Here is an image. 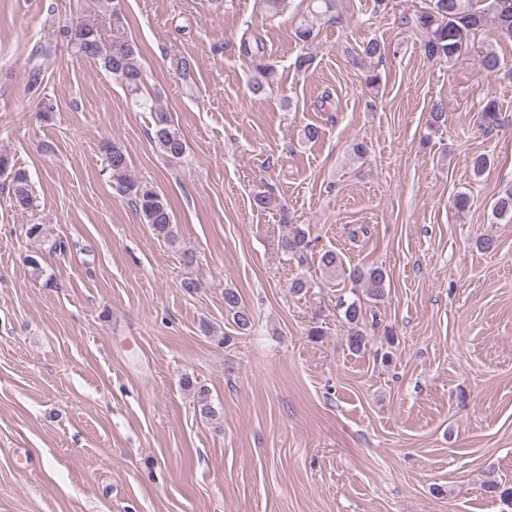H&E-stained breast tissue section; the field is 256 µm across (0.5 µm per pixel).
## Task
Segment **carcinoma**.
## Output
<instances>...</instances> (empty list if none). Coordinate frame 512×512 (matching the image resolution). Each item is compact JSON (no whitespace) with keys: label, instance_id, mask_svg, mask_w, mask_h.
<instances>
[{"label":"carcinoma","instance_id":"obj_1","mask_svg":"<svg viewBox=\"0 0 512 512\" xmlns=\"http://www.w3.org/2000/svg\"><path fill=\"white\" fill-rule=\"evenodd\" d=\"M432 6L413 15L399 17V24L410 28L421 37L420 48L429 60L453 61L469 49V37L475 31L492 24L503 38L512 39V0H430ZM100 6L111 12L112 29L104 36L101 29L90 21H72L59 27L53 34L52 42L38 46L32 57L48 55L53 44L63 41L70 45L74 53L82 58L99 63L112 76L123 81L130 93L136 96V104L148 105L138 97L143 81L141 53L129 39L126 18L117 0H99ZM340 0H309L310 18L295 30L296 38L308 43L314 38V23L336 22V12ZM385 53V45L377 39L363 44L352 61L360 66L367 59L379 58ZM249 65L255 72L249 91L255 97H262L273 82V68L263 62V57L244 50ZM154 139L160 151L174 159L182 158L187 150L181 131L174 124L170 113L157 112L154 116ZM103 172L109 175L113 188L121 196L130 198L143 223L150 225L154 234L170 243L175 241L172 228L173 216L169 204L156 188L134 180L130 175V160L126 151L117 143L103 146ZM8 180L10 200L22 211L35 207V196L26 172L16 167L9 155L0 153V177ZM492 216L497 220L512 221V189L499 195L492 206ZM308 232L294 226L280 243L282 253L300 262L306 258L310 247ZM322 273L335 280L346 274L339 254L334 250L323 252L319 259ZM349 277L355 282H363L370 288L374 297L383 296L386 271L381 267H356ZM343 319L348 327L347 342L351 351H365L368 336L363 329L364 308L358 298L342 299L339 302ZM224 309L232 314L234 325L247 331L251 328V316L241 306L236 290L224 289ZM486 491L499 497L502 505L512 510V487H503L495 480H489Z\"/></svg>","mask_w":512,"mask_h":512}]
</instances>
